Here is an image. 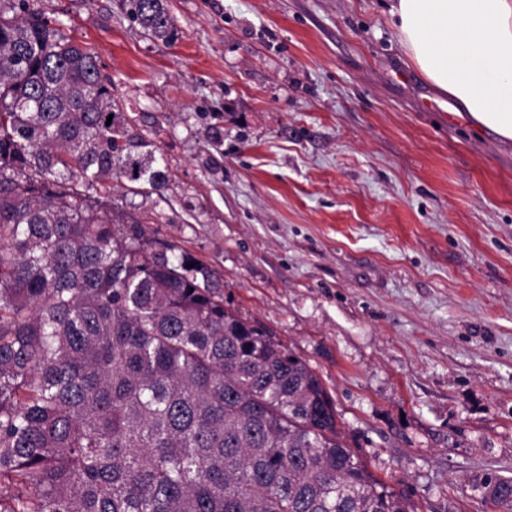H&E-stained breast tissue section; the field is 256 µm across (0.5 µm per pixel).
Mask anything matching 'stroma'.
<instances>
[{
  "label": "stroma",
  "mask_w": 512,
  "mask_h": 512,
  "mask_svg": "<svg viewBox=\"0 0 512 512\" xmlns=\"http://www.w3.org/2000/svg\"><path fill=\"white\" fill-rule=\"evenodd\" d=\"M91 49L161 188L101 200L224 276L309 363L352 448L420 512L512 477V143L448 110L387 0H28ZM129 15L148 36L166 40L173 31L168 0H129Z\"/></svg>",
  "instance_id": "1"
}]
</instances>
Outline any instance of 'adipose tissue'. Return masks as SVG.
I'll use <instances>...</instances> for the list:
<instances>
[{
	"mask_svg": "<svg viewBox=\"0 0 512 512\" xmlns=\"http://www.w3.org/2000/svg\"><path fill=\"white\" fill-rule=\"evenodd\" d=\"M395 35L455 115L512 141V0H391Z\"/></svg>",
	"mask_w": 512,
	"mask_h": 512,
	"instance_id": "obj_1",
	"label": "adipose tissue"
}]
</instances>
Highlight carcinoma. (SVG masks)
Instances as JSON below:
<instances>
[{"mask_svg": "<svg viewBox=\"0 0 512 512\" xmlns=\"http://www.w3.org/2000/svg\"><path fill=\"white\" fill-rule=\"evenodd\" d=\"M129 6L171 36L168 0ZM129 122L62 22L0 0V512H417L221 273L92 195L164 184ZM477 490L512 512L511 477Z\"/></svg>", "mask_w": 512, "mask_h": 512, "instance_id": "cac0c4a2", "label": "carcinoma"}]
</instances>
